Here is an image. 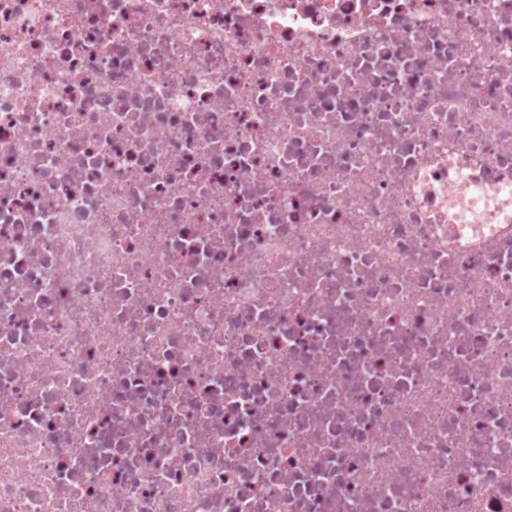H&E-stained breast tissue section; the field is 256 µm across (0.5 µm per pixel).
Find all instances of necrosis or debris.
<instances>
[{
    "instance_id": "1",
    "label": "necrosis or debris",
    "mask_w": 512,
    "mask_h": 512,
    "mask_svg": "<svg viewBox=\"0 0 512 512\" xmlns=\"http://www.w3.org/2000/svg\"><path fill=\"white\" fill-rule=\"evenodd\" d=\"M512 0H0V512H512Z\"/></svg>"
}]
</instances>
